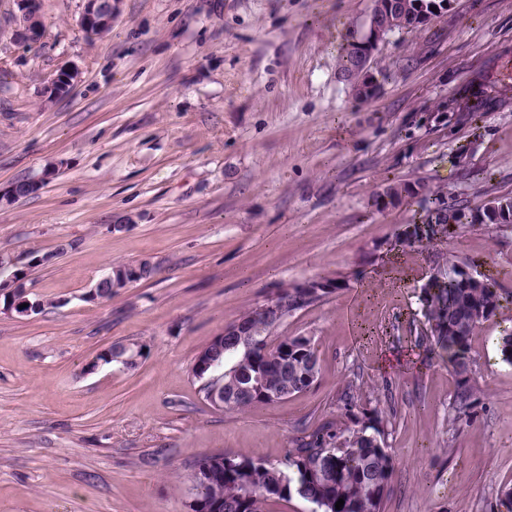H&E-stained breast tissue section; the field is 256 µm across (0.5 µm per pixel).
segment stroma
Listing matches in <instances>:
<instances>
[{
  "mask_svg": "<svg viewBox=\"0 0 512 512\" xmlns=\"http://www.w3.org/2000/svg\"><path fill=\"white\" fill-rule=\"evenodd\" d=\"M373 0H112L88 37L84 0H43L37 44L0 0V289L22 272L42 313L0 310V512H189L199 455L279 459L294 426L341 415L346 384L388 411L395 460L385 512H496L512 488V365L495 339L512 304L472 338L484 396L452 426L454 375L413 339L428 265L384 247L416 202L374 204L424 182L469 207L512 194V0H454L371 61L379 95L353 98L341 68ZM71 93L47 97L60 66ZM489 99L477 126L425 124L440 98ZM17 197L15 183L40 179ZM445 246L512 293V227L469 224ZM156 272L109 299L112 264ZM345 280L282 336L314 337L320 383L274 405L217 410L197 354L281 283ZM141 346L135 369L100 351ZM386 349L411 362L383 372Z\"/></svg>",
  "mask_w": 512,
  "mask_h": 512,
  "instance_id": "35a3bbf8",
  "label": "stroma"
}]
</instances>
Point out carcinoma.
<instances>
[{
	"instance_id": "cac0c4a2",
	"label": "carcinoma",
	"mask_w": 512,
	"mask_h": 512,
	"mask_svg": "<svg viewBox=\"0 0 512 512\" xmlns=\"http://www.w3.org/2000/svg\"><path fill=\"white\" fill-rule=\"evenodd\" d=\"M348 77L356 74L352 42L341 57ZM471 120L484 112L487 99L475 95L462 99ZM388 189L401 204L412 199L430 201L410 224H402L390 246L401 252L427 248L426 282L420 303L427 334L415 338L430 344L448 363L457 389L449 422L467 420L480 404L481 392L473 383L474 360L471 339L477 328L496 316L509 302L499 282L484 274L466 279L468 261L448 254L443 243L450 226L465 224L463 204H449L437 191L422 184L415 190L406 183H390ZM334 288H292L281 284L276 291L288 298V315L324 302L344 287V281L324 277ZM275 318H262L248 308L227 326L224 338H215L202 358L214 365L205 373V396L218 390L224 407L245 411L255 405H273L285 398L313 389L319 380L315 341L310 336H278ZM345 420H323L316 427L299 425L288 438V448L276 462L255 460L241 453L203 454L211 461L209 473L193 476L195 493L190 512H209L208 505L220 501L222 512H271V506L299 498L312 512H384L392 491L394 459L388 451L386 412L372 401H362L349 384L341 392ZM344 499L341 509L336 502Z\"/></svg>"
}]
</instances>
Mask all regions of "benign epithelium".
Instances as JSON below:
<instances>
[{
	"mask_svg": "<svg viewBox=\"0 0 512 512\" xmlns=\"http://www.w3.org/2000/svg\"><path fill=\"white\" fill-rule=\"evenodd\" d=\"M21 23L18 30V37L35 42L39 39L42 26L35 24L42 14L41 0H17ZM397 9V0H377L372 9L367 29L361 37L354 41L359 64V76L351 83L354 98L368 100L380 93V85L376 75L371 69V59L378 49V46L385 36L393 31L391 25L392 13ZM112 10V0H85V8L80 17V26L89 34L96 31L105 21V15ZM78 78L77 68L71 65L61 67L53 79L49 94L53 97H60L67 94L74 86ZM469 220L473 224H486L488 226L511 225L512 212L507 205L489 204L480 209H473L469 212ZM131 284L129 272L125 271L117 276L107 272L90 291V298L97 299L106 289L114 291L126 288ZM8 309L19 314L31 315L40 311V305L31 302L26 298V291L13 288L10 290ZM25 308H20V305Z\"/></svg>",
	"mask_w": 512,
	"mask_h": 512,
	"instance_id": "benign-epithelium-1",
	"label": "benign epithelium"
}]
</instances>
